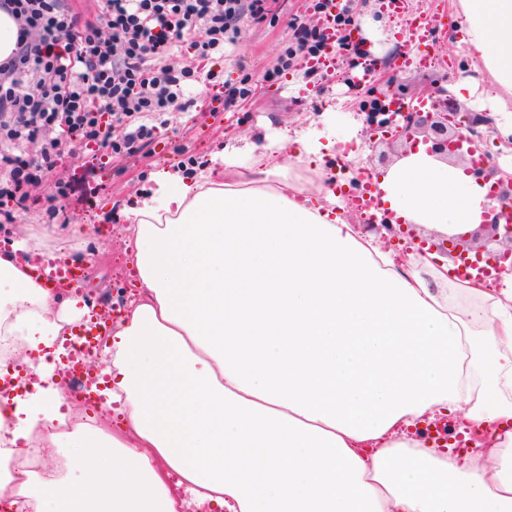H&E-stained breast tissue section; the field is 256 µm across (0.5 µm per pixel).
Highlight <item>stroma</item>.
<instances>
[{
  "instance_id": "obj_1",
  "label": "stroma",
  "mask_w": 512,
  "mask_h": 512,
  "mask_svg": "<svg viewBox=\"0 0 512 512\" xmlns=\"http://www.w3.org/2000/svg\"><path fill=\"white\" fill-rule=\"evenodd\" d=\"M409 2V11L400 13L384 9L382 0H360L355 6L356 24L368 32L366 47L377 62L371 80L357 82L359 70L353 65L352 54L344 51L336 55L330 71L311 74L296 66L283 81L271 85L261 77L280 65L290 44V22L298 19L314 26L318 16L312 0H270L274 22H245L239 39L226 45L223 59L211 64L228 82L238 81L245 71L257 77L250 97L216 112L211 102L222 94V87L196 83L186 91L191 107L165 114L155 139L134 153L116 158L101 147L80 149L78 156L58 170L59 177L74 189L61 203L63 218L49 224L37 208H30L16 223L0 224V247L28 238L45 252L68 255L84 267L80 291L89 303L105 312L113 299L126 302L131 298L135 268L124 255L131 235L125 209L149 188L153 172L179 170L191 161L205 167L224 150L234 148L247 155L253 146L308 130L328 146L321 162L325 174L335 173L334 145L350 134L363 148L361 167L371 174L384 170L386 164L380 159L384 148L373 144L362 115L365 105L380 90L408 101L428 94L444 101L453 95L456 84L465 82L473 92L461 101L462 111H494L499 90L482 62L456 34L440 39L448 67L394 70L396 57L415 50L414 44L404 40L415 14L433 19L440 8L451 13L456 10L454 0ZM68 223L93 225L94 232L60 237L59 229Z\"/></svg>"
}]
</instances>
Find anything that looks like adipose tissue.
I'll return each instance as SVG.
<instances>
[{"mask_svg":"<svg viewBox=\"0 0 512 512\" xmlns=\"http://www.w3.org/2000/svg\"><path fill=\"white\" fill-rule=\"evenodd\" d=\"M459 10L505 102L512 0ZM321 148L301 132L244 171L228 153L152 173L166 203L126 212L139 291L104 346L111 387L53 479L10 463L19 446L58 447L64 336L92 311L32 278L27 240L0 251V316L27 348L25 383L0 397L19 512H512V274L490 288L440 253L401 257L359 233L323 182L289 173ZM380 187L396 217L443 237L473 232L491 205L422 146ZM459 406L491 441L475 462L409 432Z\"/></svg>","mask_w":512,"mask_h":512,"instance_id":"adipose-tissue-1","label":"adipose tissue"}]
</instances>
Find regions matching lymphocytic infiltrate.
Here are the masks:
<instances>
[{
    "label": "lymphocytic infiltrate",
    "mask_w": 512,
    "mask_h": 512,
    "mask_svg": "<svg viewBox=\"0 0 512 512\" xmlns=\"http://www.w3.org/2000/svg\"><path fill=\"white\" fill-rule=\"evenodd\" d=\"M85 20L64 0H0L17 28L11 53L0 60V223L30 207V186L43 183L46 220L59 219L70 192L56 172L64 156L95 144L112 156L151 141L150 116L186 111L198 62L239 38L244 21L270 16L268 0H97ZM188 47L194 64L170 65L174 48ZM122 134H115V126ZM40 142L38 154L27 146Z\"/></svg>",
    "instance_id": "obj_1"
}]
</instances>
